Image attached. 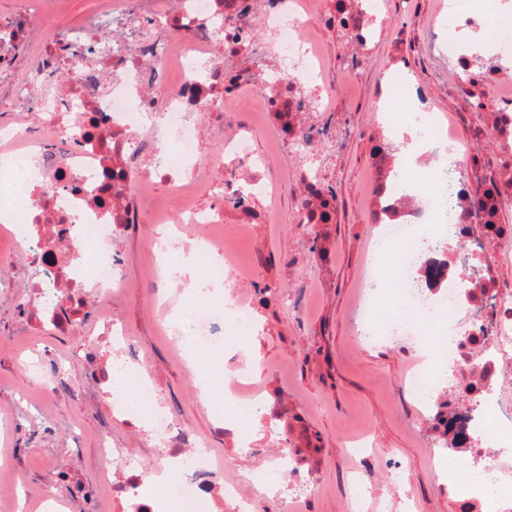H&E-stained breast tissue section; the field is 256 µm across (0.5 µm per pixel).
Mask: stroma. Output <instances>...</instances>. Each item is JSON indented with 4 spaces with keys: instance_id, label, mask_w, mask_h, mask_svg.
Masks as SVG:
<instances>
[{
    "instance_id": "1",
    "label": "stroma",
    "mask_w": 512,
    "mask_h": 512,
    "mask_svg": "<svg viewBox=\"0 0 512 512\" xmlns=\"http://www.w3.org/2000/svg\"><path fill=\"white\" fill-rule=\"evenodd\" d=\"M441 0H388V34L366 56L350 36L320 24L318 37L325 75L341 86L332 106L317 121L336 133L335 154L320 160V176L337 197L332 223H291L299 196V167L288 146L267 131L256 135L269 174L278 183L271 223L255 221L239 242L244 280L240 291L254 297L258 335L256 379L275 402L281 418L277 434L257 419L252 449L220 427L196 386L197 371L182 349L188 326L163 324L151 302L154 284L142 276L145 248L159 235L156 224H130L113 247L125 291L112 302L136 354L139 372L151 375L172 416L209 447L220 451L228 476L245 481L256 466L258 448H303L302 469L315 484L311 512H348L352 466L343 448L352 435L369 433L374 455L365 469L371 493L385 491L387 465L398 462L406 473L404 493L415 512H460L423 439L438 438L430 423L411 428L413 402L397 383L417 352L406 343L370 348L353 332L352 314L360 291L364 244L369 222L366 171L374 139L371 128L383 76L404 65L429 93L431 107L455 120L460 139L471 137L479 117L471 99L424 50ZM27 291L0 288V465L15 477V512H39L41 499L64 502L69 512H100L93 493L99 471L109 464L104 440L136 452L154 453L144 428L128 429L112 420L101 392L100 372L110 365L105 348L93 367L74 361L87 338L97 305L87 299L79 329L53 332L30 318ZM62 365L65 375L51 391L39 386V370ZM318 437L315 450L307 440Z\"/></svg>"
}]
</instances>
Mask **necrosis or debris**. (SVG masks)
I'll return each instance as SVG.
<instances>
[{"label":"necrosis or debris","mask_w":512,"mask_h":512,"mask_svg":"<svg viewBox=\"0 0 512 512\" xmlns=\"http://www.w3.org/2000/svg\"><path fill=\"white\" fill-rule=\"evenodd\" d=\"M486 2L453 0V20L487 32L480 45L452 54L442 32L425 41L471 94L512 79V9L492 11ZM321 14L331 22L345 15L358 50L367 51L383 33L385 0H320L314 13L300 0H105L80 25L50 31L23 6L0 18V175L9 184L0 193V228L25 259L23 285L41 326L74 327L87 288L107 300L123 290L112 244L126 225L200 224L209 232L194 247L181 248L175 235L149 244L152 271L186 260L198 267L180 311L191 326L190 353L209 371H221L214 354L228 341L251 343L253 305L223 287L235 251L232 233L219 226L226 199H243L238 222L246 225L253 203L271 204L276 187L255 146L256 126L233 130L208 159L200 146L207 123L223 125L231 104L256 96L278 140L305 163L293 221L317 223L322 181L311 158L336 149L335 141H315L310 126L336 94L314 39ZM245 51L275 64L225 89V73ZM383 105L355 334L428 351L401 386L423 414L448 396L445 421L459 441L447 457L451 490L467 491V512H512V284L496 275L512 258V233L489 228L491 212L512 204V108L477 130L497 153L495 172L483 178L471 145L430 111L405 71H392ZM242 168L248 178H239ZM207 182L213 202L202 207L191 194ZM172 192L184 198L175 214ZM94 331L93 346L122 356L111 372L127 394L112 401L113 418L147 419L156 431L151 462L113 449V468L98 478L113 503L122 512H157L163 500L178 512H224L228 503L253 512L239 482L225 478L223 460L176 423L126 358L122 323L104 316ZM255 454L262 463L251 485H285L289 501L309 505L313 485L288 452ZM162 473V498L146 494Z\"/></svg>","instance_id":"4bbe7bcc"}]
</instances>
